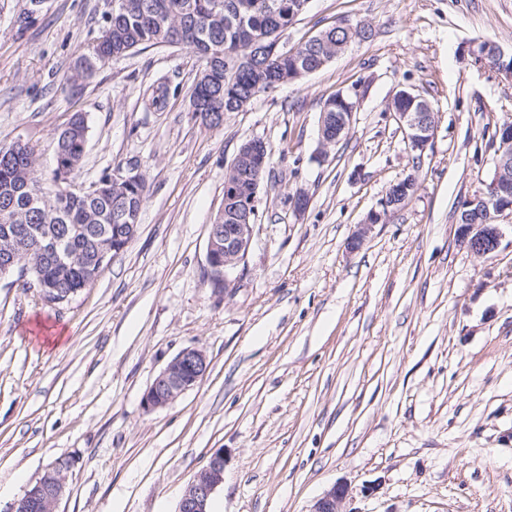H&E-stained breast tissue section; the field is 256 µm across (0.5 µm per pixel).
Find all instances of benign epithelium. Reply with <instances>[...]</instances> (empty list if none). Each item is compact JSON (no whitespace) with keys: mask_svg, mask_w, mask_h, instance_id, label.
<instances>
[{"mask_svg":"<svg viewBox=\"0 0 512 512\" xmlns=\"http://www.w3.org/2000/svg\"><path fill=\"white\" fill-rule=\"evenodd\" d=\"M363 25L348 26L346 38L336 44L330 55L334 59L342 54L359 38ZM353 97L346 112H323L320 121V140L324 147L339 143L347 133L357 110L359 94L354 88L348 90ZM418 103V111L410 112L401 103ZM394 103V116L405 134L406 141L414 151H425L434 133V113L424 111L425 100L407 91L399 93ZM268 145L262 139H251L239 147L224 176V211L229 219L227 224L209 225L205 274L212 283L220 284L218 294H227L235 287L231 279L232 271L244 260L251 246L254 227L258 216V204L267 177ZM142 178L140 166L130 162L117 166L108 173L107 180L112 188L134 184ZM512 183V138L505 139L498 148L492 186H506ZM414 185V179H401L391 185L386 194L383 210L368 215L360 231L354 236L352 245H357L371 227L379 223L390 208H397L407 200V188ZM478 200L462 201L457 211L460 227V242L479 255L495 253L501 243L502 233L498 222L512 203L502 198L495 203L485 202L487 222L476 224L472 221L471 207ZM137 224L112 225V239L122 241V245H112L113 256H118L128 247L138 233ZM208 363L203 350L185 348L180 351L159 372L142 397L146 411H154L168 406L186 391L193 389L203 379ZM73 462L61 459L51 464L37 480L35 488L21 499L17 512L29 508L43 512H57L58 504L65 493V473ZM224 482V452L213 454L207 465L187 486L178 505L177 512H209L210 501L217 488ZM349 488L337 483L318 498L310 512H348L345 505Z\"/></svg>","mask_w":512,"mask_h":512,"instance_id":"7a95c632","label":"benign epithelium"}]
</instances>
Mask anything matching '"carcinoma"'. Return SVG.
I'll use <instances>...</instances> for the list:
<instances>
[{"label": "carcinoma", "mask_w": 512, "mask_h": 512, "mask_svg": "<svg viewBox=\"0 0 512 512\" xmlns=\"http://www.w3.org/2000/svg\"><path fill=\"white\" fill-rule=\"evenodd\" d=\"M122 6L105 22L97 42L79 55L85 67H75L77 78L86 77L99 56H124L135 50L164 46L176 38L203 62L201 78L191 98L201 102L202 121L215 124L233 99H254L268 86L296 82V70L317 72L326 66L331 49L340 38L331 26L303 43L293 46L292 56L283 59L264 51L253 64L236 65L238 58L252 53L253 42L279 38L292 25L288 9H273L278 2L292 3L303 12L308 0H120ZM166 83L152 86L145 105L159 111L166 104ZM87 123L74 114L68 128L57 139L56 156L65 176L79 168L87 142ZM33 150L16 143L0 147V262L12 260L28 269V277L54 290V297L42 302L56 308L57 296L73 298L90 287L99 275L96 258L112 260V225L136 223L146 198V179L123 191H114L105 178L89 196L69 198L65 208L57 200L67 184L57 182L53 195L45 194L34 178ZM68 232L69 257L63 263L50 260L52 241Z\"/></svg>", "instance_id": "1"}]
</instances>
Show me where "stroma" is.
<instances>
[{
  "instance_id": "obj_1",
  "label": "stroma",
  "mask_w": 512,
  "mask_h": 512,
  "mask_svg": "<svg viewBox=\"0 0 512 512\" xmlns=\"http://www.w3.org/2000/svg\"><path fill=\"white\" fill-rule=\"evenodd\" d=\"M0 0V146L28 145L54 194L56 134L87 118L79 182L138 163L148 184L137 236L90 288L51 309L0 281V512L44 469L73 460L59 512H177L216 450L220 512H310L336 483L348 512H512V243L477 255L455 209L494 170L512 123V80L467 52L512 56V0H309L283 40L344 21L372 37L322 70L258 95L218 127L190 110L201 63L158 46L73 80L112 0ZM165 80L167 104L146 109ZM359 91L325 161L324 101ZM431 105L434 137L412 152L391 103ZM272 154L254 237L216 295L204 267L239 146ZM417 191L351 241L387 188ZM306 210L290 203L296 192ZM201 382L151 412L142 396L182 349Z\"/></svg>"
}]
</instances>
